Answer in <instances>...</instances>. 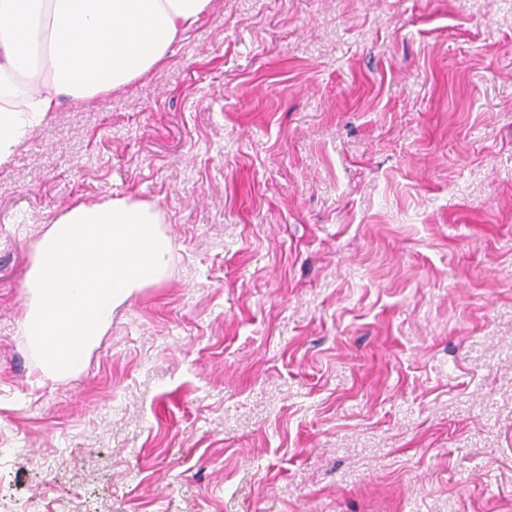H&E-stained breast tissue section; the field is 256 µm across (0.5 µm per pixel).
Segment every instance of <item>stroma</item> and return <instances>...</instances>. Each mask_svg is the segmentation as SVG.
I'll return each instance as SVG.
<instances>
[{
  "instance_id": "35a3bbf8",
  "label": "stroma",
  "mask_w": 512,
  "mask_h": 512,
  "mask_svg": "<svg viewBox=\"0 0 512 512\" xmlns=\"http://www.w3.org/2000/svg\"><path fill=\"white\" fill-rule=\"evenodd\" d=\"M165 215L171 278L77 378L18 334L65 204ZM13 512H512V0H213L0 167Z\"/></svg>"
}]
</instances>
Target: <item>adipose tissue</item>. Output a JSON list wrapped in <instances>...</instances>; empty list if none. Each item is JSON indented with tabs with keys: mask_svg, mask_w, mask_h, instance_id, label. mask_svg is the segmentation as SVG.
<instances>
[{
	"mask_svg": "<svg viewBox=\"0 0 512 512\" xmlns=\"http://www.w3.org/2000/svg\"><path fill=\"white\" fill-rule=\"evenodd\" d=\"M212 0H0V165L64 101L86 102L164 63ZM160 211L132 196L59 210L26 271L20 333L39 382L83 371L113 312L175 262Z\"/></svg>",
	"mask_w": 512,
	"mask_h": 512,
	"instance_id": "1",
	"label": "adipose tissue"
}]
</instances>
